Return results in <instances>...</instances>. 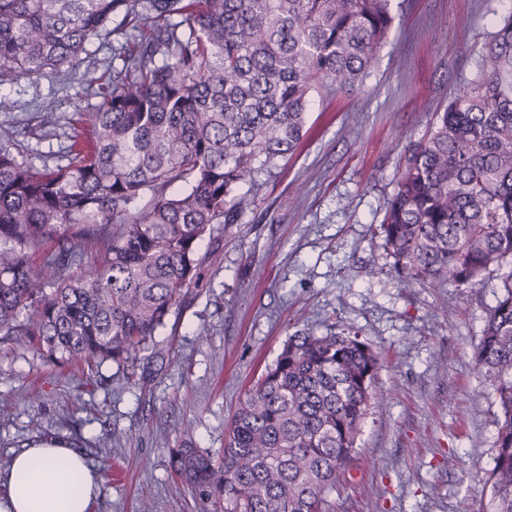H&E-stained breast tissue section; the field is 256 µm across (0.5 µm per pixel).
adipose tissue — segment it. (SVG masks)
Returning a JSON list of instances; mask_svg holds the SVG:
<instances>
[{
    "mask_svg": "<svg viewBox=\"0 0 512 512\" xmlns=\"http://www.w3.org/2000/svg\"><path fill=\"white\" fill-rule=\"evenodd\" d=\"M0 512H90L100 475L78 451L53 443L16 454Z\"/></svg>",
    "mask_w": 512,
    "mask_h": 512,
    "instance_id": "obj_1",
    "label": "adipose tissue"
}]
</instances>
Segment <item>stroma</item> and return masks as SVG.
<instances>
[{"instance_id": "obj_1", "label": "stroma", "mask_w": 512, "mask_h": 512, "mask_svg": "<svg viewBox=\"0 0 512 512\" xmlns=\"http://www.w3.org/2000/svg\"><path fill=\"white\" fill-rule=\"evenodd\" d=\"M512 0H392L393 24L362 83L312 94L297 152L255 184L241 223L203 244L202 278L141 354L139 384L112 361L60 364L25 342L0 346V472L30 444L82 452L103 481L91 512H200L171 476L184 443L214 458L250 383L289 336L357 333L381 352L378 404L330 512H489L497 435L492 388L474 350L501 275L468 306L458 288L405 287L376 227L409 149L424 141ZM100 97L76 80L0 87V138L34 167L65 164L69 121ZM56 117L42 126V113Z\"/></svg>"}]
</instances>
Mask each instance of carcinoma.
Listing matches in <instances>:
<instances>
[{"mask_svg": "<svg viewBox=\"0 0 512 512\" xmlns=\"http://www.w3.org/2000/svg\"><path fill=\"white\" fill-rule=\"evenodd\" d=\"M391 0H0V86L54 80L120 19L121 64L81 86L102 98L69 163L34 168L0 139V344L129 363L200 279V247L249 206L240 189L294 153L311 89L362 82ZM407 285L502 289L475 364L497 406L490 512H512V11L428 138L411 148L380 224ZM94 269L76 274L86 249ZM380 354L302 331L246 392L215 461L185 444L175 474L224 512H326L375 404Z\"/></svg>", "mask_w": 512, "mask_h": 512, "instance_id": "obj_1", "label": "carcinoma"}]
</instances>
